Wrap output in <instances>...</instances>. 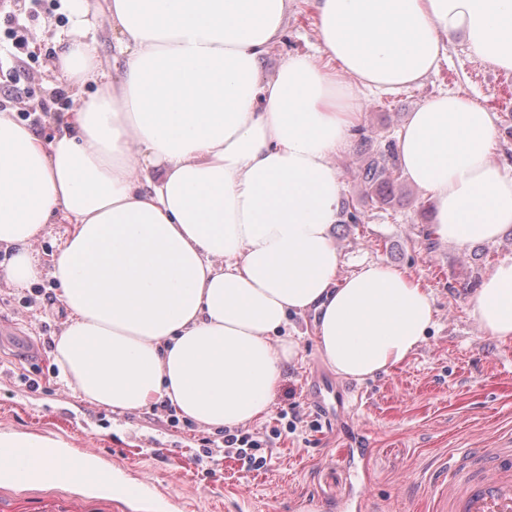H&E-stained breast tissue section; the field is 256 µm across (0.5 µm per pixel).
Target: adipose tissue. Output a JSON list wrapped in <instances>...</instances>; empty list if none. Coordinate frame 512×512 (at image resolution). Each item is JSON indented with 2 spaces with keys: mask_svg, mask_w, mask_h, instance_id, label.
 <instances>
[{
  "mask_svg": "<svg viewBox=\"0 0 512 512\" xmlns=\"http://www.w3.org/2000/svg\"><path fill=\"white\" fill-rule=\"evenodd\" d=\"M290 4L110 0L120 72L102 80L81 33L62 41L55 66L78 91L63 133L45 141L0 112V271L36 281L33 242L67 223L51 269L68 312L54 355L87 401L120 413L165 401L233 429L269 411L299 351L292 317L314 313L324 360L357 381L407 360L433 326L429 292L403 271L341 275L334 157L360 127L363 91L419 83L454 39L511 71L512 0H312L319 57L289 56L267 81L261 61ZM496 140L494 114L462 93L410 113L398 160L433 206V238L492 242L512 225ZM469 306L512 342V257ZM111 470L62 440L0 431V485L127 495Z\"/></svg>",
  "mask_w": 512,
  "mask_h": 512,
  "instance_id": "adipose-tissue-1",
  "label": "adipose tissue"
}]
</instances>
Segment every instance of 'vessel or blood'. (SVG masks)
Masks as SVG:
<instances>
[{
	"mask_svg": "<svg viewBox=\"0 0 512 512\" xmlns=\"http://www.w3.org/2000/svg\"><path fill=\"white\" fill-rule=\"evenodd\" d=\"M439 471L431 512H512V442L457 449Z\"/></svg>",
	"mask_w": 512,
	"mask_h": 512,
	"instance_id": "vessel-or-blood-1",
	"label": "vessel or blood"
}]
</instances>
